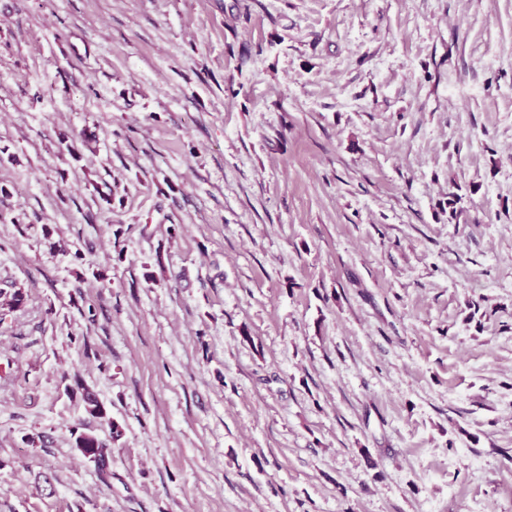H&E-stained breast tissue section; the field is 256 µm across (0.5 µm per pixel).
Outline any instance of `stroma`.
Wrapping results in <instances>:
<instances>
[{
  "mask_svg": "<svg viewBox=\"0 0 512 512\" xmlns=\"http://www.w3.org/2000/svg\"><path fill=\"white\" fill-rule=\"evenodd\" d=\"M10 286L0 512H512V0H0ZM75 447L86 458L95 462L103 474L112 454V449L103 440L93 433H80L75 439Z\"/></svg>",
  "mask_w": 512,
  "mask_h": 512,
  "instance_id": "1",
  "label": "stroma"
}]
</instances>
